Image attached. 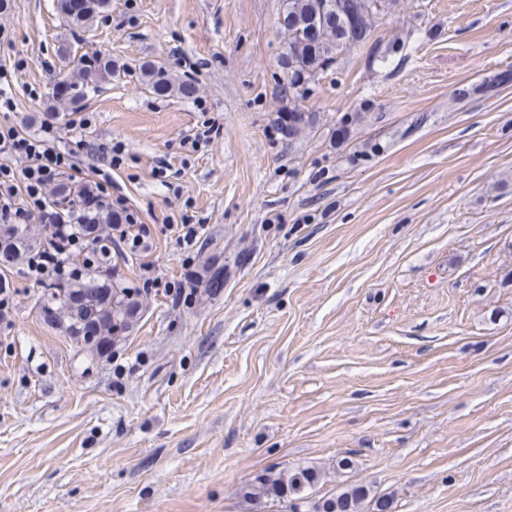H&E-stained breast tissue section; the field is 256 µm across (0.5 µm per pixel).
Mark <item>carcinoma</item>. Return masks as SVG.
<instances>
[{
    "label": "carcinoma",
    "mask_w": 512,
    "mask_h": 512,
    "mask_svg": "<svg viewBox=\"0 0 512 512\" xmlns=\"http://www.w3.org/2000/svg\"><path fill=\"white\" fill-rule=\"evenodd\" d=\"M110 0H54L55 9L70 27L86 30L102 16ZM355 24H350L343 8L344 0H282L279 24L285 40L280 58L284 74L282 87L294 101L307 99V91L320 76L339 64L338 55L351 46H362L371 62L384 61L401 48L395 41L386 46L373 38L377 20L389 13L396 0H357ZM60 55L72 65L62 80L61 97L76 104L112 79V60L106 56L88 58L77 55L69 43L59 47ZM146 86L164 95L174 91L184 99L192 98L196 86L191 83L172 85L167 71L155 64L141 66ZM509 81L505 72L484 78L480 83L456 90L454 97L464 101L473 95L492 96ZM285 138L293 143L313 132L320 116L297 105L288 112ZM368 121L366 112H347L340 118L339 140L353 137L356 128ZM90 224L84 229L82 243L72 255L76 271L59 283H40L42 291L37 303L45 318L93 357L112 356V348L124 341L141 319L142 292L123 285L112 262V247L105 243L103 230L116 223L115 217L96 211L89 214ZM36 244L28 233L13 224H0V265L17 266L29 262ZM321 472L314 466H299L288 473L266 470L257 475L243 490L250 501H301L308 490L320 481ZM369 490L354 485L337 495L309 502L306 512H361Z\"/></svg>",
    "instance_id": "carcinoma-1"
}]
</instances>
